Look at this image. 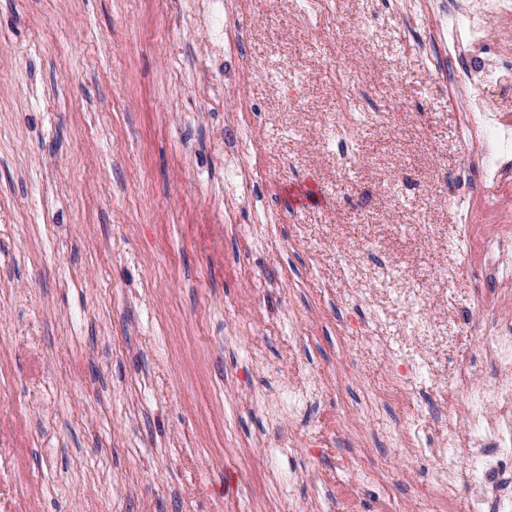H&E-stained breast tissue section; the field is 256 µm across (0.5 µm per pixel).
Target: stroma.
Here are the masks:
<instances>
[{
    "label": "stroma",
    "instance_id": "stroma-1",
    "mask_svg": "<svg viewBox=\"0 0 512 512\" xmlns=\"http://www.w3.org/2000/svg\"><path fill=\"white\" fill-rule=\"evenodd\" d=\"M223 2L229 58L202 0H0V512H417L425 461L359 400L425 360L391 406L446 448L461 358L512 383L479 342L512 287L468 244L512 177L462 138L482 56L445 0Z\"/></svg>",
    "mask_w": 512,
    "mask_h": 512
}]
</instances>
